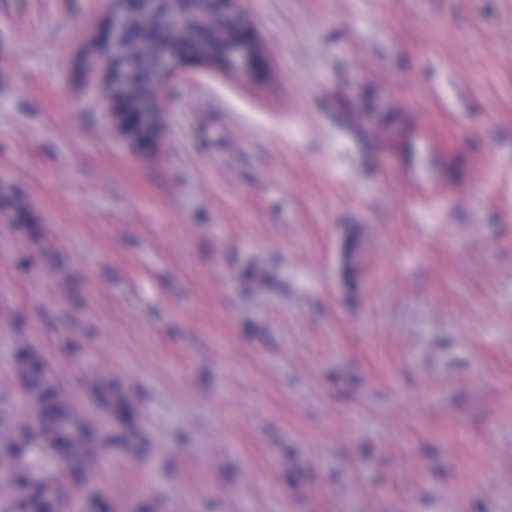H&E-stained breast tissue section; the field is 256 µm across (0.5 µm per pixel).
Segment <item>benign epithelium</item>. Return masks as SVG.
Masks as SVG:
<instances>
[{
    "label": "benign epithelium",
    "mask_w": 512,
    "mask_h": 512,
    "mask_svg": "<svg viewBox=\"0 0 512 512\" xmlns=\"http://www.w3.org/2000/svg\"><path fill=\"white\" fill-rule=\"evenodd\" d=\"M237 0H112L109 83L112 122L142 145L153 142L162 80L191 52L248 66L258 45Z\"/></svg>",
    "instance_id": "obj_1"
}]
</instances>
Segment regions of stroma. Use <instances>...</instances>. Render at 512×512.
<instances>
[{
    "mask_svg": "<svg viewBox=\"0 0 512 512\" xmlns=\"http://www.w3.org/2000/svg\"><path fill=\"white\" fill-rule=\"evenodd\" d=\"M240 8L261 67L185 60L149 148L106 0H0V436L27 350L54 512H512V0Z\"/></svg>",
    "mask_w": 512,
    "mask_h": 512,
    "instance_id": "obj_1",
    "label": "stroma"
}]
</instances>
